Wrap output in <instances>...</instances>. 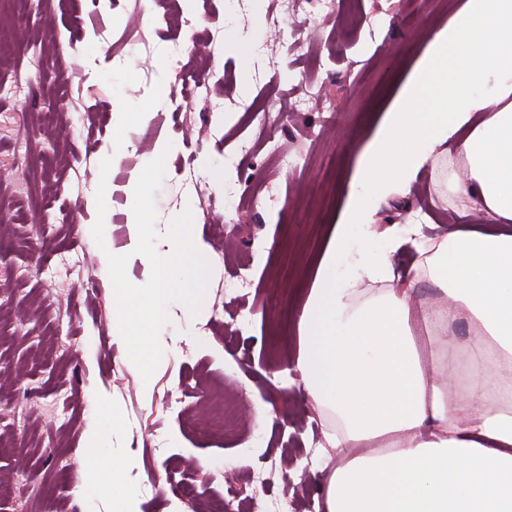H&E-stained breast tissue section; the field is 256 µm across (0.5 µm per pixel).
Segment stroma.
<instances>
[{"instance_id": "stroma-1", "label": "stroma", "mask_w": 512, "mask_h": 512, "mask_svg": "<svg viewBox=\"0 0 512 512\" xmlns=\"http://www.w3.org/2000/svg\"><path fill=\"white\" fill-rule=\"evenodd\" d=\"M464 2L448 0L443 11L436 0H333L329 8L286 11L274 0H237L228 17L225 0H196V38L215 37L218 49L208 63L189 51L169 61L160 85L159 48L177 31L180 0H28L19 13L0 0V21L12 29L0 41V75L34 53L45 62L39 81L0 104V163L13 169L0 184V285L11 287L0 306L34 315L29 323H0V375L9 376L0 386V512H83L76 471L58 478L57 461L79 455L95 391L111 395L124 423L112 448L129 462L123 478L139 485L142 512H169L175 501L163 480L169 470L226 496L227 460L261 499H287L288 512L321 502L323 475L309 456L313 441L323 438L321 418L290 370L302 309L364 146L432 35ZM43 10L54 17L53 27L40 24ZM411 12L420 19L414 29L400 22ZM308 27L323 34L313 57L307 46L276 36ZM340 28L358 31V39L337 40ZM233 37L243 46L225 50ZM99 54L117 61L120 71L92 83L82 61ZM206 69L222 111L201 101L171 111L172 99L185 93L184 77ZM310 90L334 99V125L320 107L292 108ZM57 112L71 120L72 140L60 139L49 123ZM122 112L138 118L121 130ZM148 126L155 130L150 139L141 135ZM159 141L173 149L154 196L157 220L192 207L211 273L204 313L191 327L176 315L167 333L179 350L146 380L103 354L113 343V304L98 269L103 250L129 243L125 189ZM270 141L302 155L300 168L280 166L268 152ZM203 153L214 166L234 157L242 180L225 191L202 168L196 186L184 187L182 168ZM107 157L105 201L116 231L101 248L79 227L89 217L80 195L85 174L98 173ZM445 169L426 166L404 193L382 203L377 230L473 223V216H460ZM256 195L265 207L251 205ZM243 265L249 287L229 291L226 281ZM190 328L195 338L186 337ZM239 396L270 409L271 423L222 436L195 427L194 408ZM304 471L309 480L299 491L290 482Z\"/></svg>"}]
</instances>
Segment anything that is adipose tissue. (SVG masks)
<instances>
[{
  "label": "adipose tissue",
  "instance_id": "obj_1",
  "mask_svg": "<svg viewBox=\"0 0 512 512\" xmlns=\"http://www.w3.org/2000/svg\"><path fill=\"white\" fill-rule=\"evenodd\" d=\"M445 154L466 161L455 189L481 226L417 243L408 279L392 256L418 225L379 233L374 216ZM424 278L438 302L415 299ZM461 320L465 342L449 334ZM294 369L332 450L323 512H512V0H465L364 147ZM122 426L85 428L78 493L98 491L97 464Z\"/></svg>",
  "mask_w": 512,
  "mask_h": 512
}]
</instances>
